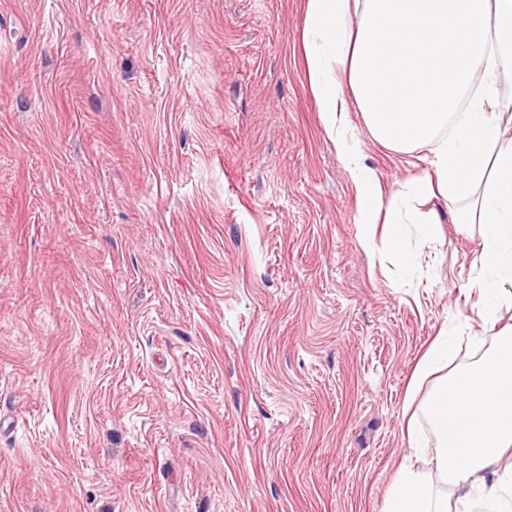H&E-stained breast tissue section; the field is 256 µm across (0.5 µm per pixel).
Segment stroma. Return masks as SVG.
Listing matches in <instances>:
<instances>
[{"mask_svg":"<svg viewBox=\"0 0 512 512\" xmlns=\"http://www.w3.org/2000/svg\"><path fill=\"white\" fill-rule=\"evenodd\" d=\"M306 0H0V512H384L472 261L361 245ZM349 118L385 192L422 176ZM454 354L455 348L448 341V332L440 333L417 368L415 385L420 386L424 380L448 367V361Z\"/></svg>","mask_w":512,"mask_h":512,"instance_id":"stroma-1","label":"stroma"}]
</instances>
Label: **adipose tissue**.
<instances>
[{
	"label": "adipose tissue",
	"instance_id": "1",
	"mask_svg": "<svg viewBox=\"0 0 512 512\" xmlns=\"http://www.w3.org/2000/svg\"><path fill=\"white\" fill-rule=\"evenodd\" d=\"M301 38L324 129L356 191L367 250L378 224L390 226V250L402 265L412 262L406 225L440 236L438 216L420 220L410 206L416 196L448 201L459 230H478L482 241L479 316L496 344L448 379L441 372L455 348L440 333L416 373L433 382L421 411L434 443L407 426L410 448L428 456L452 492L405 468L386 512H452L451 502L475 498L487 512H512V326L497 327L499 285L512 282V113L501 111V89L512 85V0H307ZM353 103L388 149L431 147V175L401 187L407 206L387 202L363 163L348 121Z\"/></svg>",
	"mask_w": 512,
	"mask_h": 512
}]
</instances>
